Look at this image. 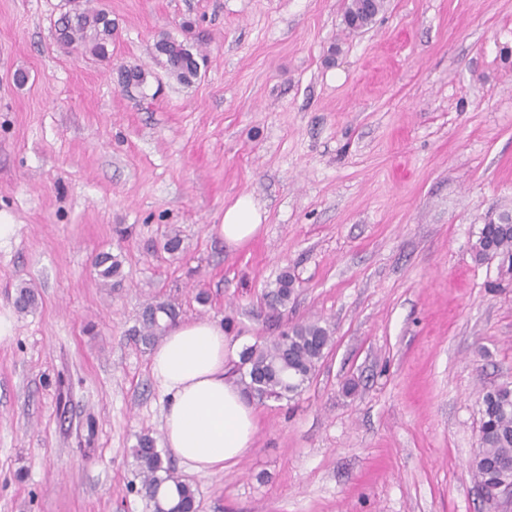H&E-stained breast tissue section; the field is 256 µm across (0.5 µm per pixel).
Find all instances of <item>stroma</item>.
<instances>
[{"label": "stroma", "instance_id": "1", "mask_svg": "<svg viewBox=\"0 0 512 512\" xmlns=\"http://www.w3.org/2000/svg\"><path fill=\"white\" fill-rule=\"evenodd\" d=\"M65 2L0 0V512H149L132 448L167 398L135 330L156 300L242 347L335 330L234 466L176 464L199 512H512L470 470L480 397L512 384V270L472 255L512 210V0H386L360 32L348 0H87L117 25L106 59L57 44ZM163 32L203 55L192 83L156 60ZM243 196L265 219L230 247ZM262 213L249 197H241L224 211L218 232L229 246H240L253 239L261 229ZM97 275L104 285L112 286V280L120 277L121 262L109 252L100 254L96 261ZM294 295L295 280L287 271H284L278 275L274 289L267 295L268 305L273 311L286 308Z\"/></svg>", "mask_w": 512, "mask_h": 512}]
</instances>
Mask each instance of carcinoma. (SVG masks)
I'll return each instance as SVG.
<instances>
[{"label": "carcinoma", "mask_w": 512, "mask_h": 512, "mask_svg": "<svg viewBox=\"0 0 512 512\" xmlns=\"http://www.w3.org/2000/svg\"><path fill=\"white\" fill-rule=\"evenodd\" d=\"M385 7V0L372 3L369 13L361 12L358 0H349L345 16L358 17L367 29ZM57 42L71 53L90 54L105 59L116 31L110 13L103 8L81 7L79 0H66L65 11L55 21ZM160 64L182 83L189 84L200 71V63L181 41L162 33L154 43ZM473 256L479 262L495 258L512 262V211H503L497 223L484 224L472 245ZM97 275L105 285L120 277L118 257L105 252L96 261ZM295 295V280L284 271L275 280L268 295L272 310L288 306ZM16 307L21 311L37 304L34 289L22 287L17 292ZM179 309L170 302L149 303L141 314L140 327L135 330L145 345L158 343L178 320ZM333 331L319 320L296 323L262 344H253L240 352L234 372L237 381L253 399H290L310 382L317 364L331 346ZM133 456L141 491L152 512H195L196 494L192 486L164 464L165 450L156 446L149 434L139 436ZM512 465V388L503 385L482 394L478 448L471 460L476 481L490 482L499 467Z\"/></svg>", "instance_id": "obj_1"}]
</instances>
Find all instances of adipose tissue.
<instances>
[{
    "label": "adipose tissue",
    "instance_id": "ef3b65f1",
    "mask_svg": "<svg viewBox=\"0 0 512 512\" xmlns=\"http://www.w3.org/2000/svg\"><path fill=\"white\" fill-rule=\"evenodd\" d=\"M261 222L260 210L242 197L225 209L218 232L227 245L239 246L259 233ZM234 352L218 324L180 321L151 357L152 374L168 398L164 445L201 473L233 465L254 440L252 400L224 372Z\"/></svg>",
    "mask_w": 512,
    "mask_h": 512
}]
</instances>
